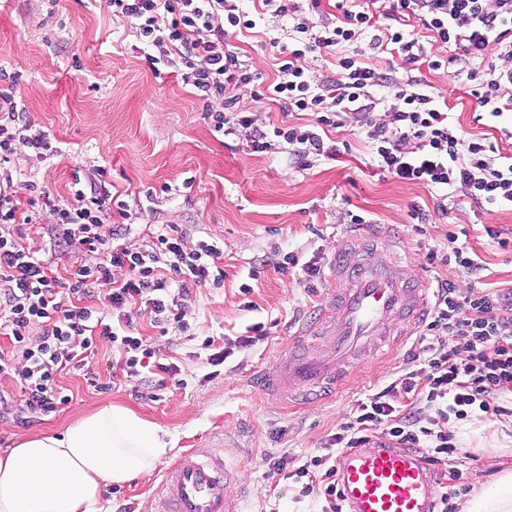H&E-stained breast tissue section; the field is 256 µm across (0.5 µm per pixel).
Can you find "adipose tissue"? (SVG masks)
I'll return each instance as SVG.
<instances>
[{"label": "adipose tissue", "mask_w": 512, "mask_h": 512, "mask_svg": "<svg viewBox=\"0 0 512 512\" xmlns=\"http://www.w3.org/2000/svg\"><path fill=\"white\" fill-rule=\"evenodd\" d=\"M500 404L506 416L471 418L460 436L490 457L512 453V391ZM168 446L160 426L115 404L61 432L20 437L0 451V512H92L106 484L155 468ZM457 512H512V470L474 489Z\"/></svg>", "instance_id": "obj_1"}]
</instances>
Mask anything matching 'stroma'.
<instances>
[{"label":"stroma","mask_w":512,"mask_h":512,"mask_svg":"<svg viewBox=\"0 0 512 512\" xmlns=\"http://www.w3.org/2000/svg\"><path fill=\"white\" fill-rule=\"evenodd\" d=\"M288 21L265 17L255 29L230 35L239 58L263 82L277 75ZM139 48L129 21L114 16L105 0H0V89L14 87L33 129L45 132L49 151L20 148L7 165L14 178L45 189L55 209L40 208L28 233L30 244L62 276L83 253L55 246L49 229L71 198L74 169L106 170L105 180L126 194L131 217L123 233L126 246H141L153 224H172L196 240L224 242V285L194 290L188 332L160 334L149 316L136 321L147 348L178 359L186 384L160 391L157 399L138 396L116 364L110 346L98 343L85 371L62 375L70 401L59 412L26 417L16 377L0 375V449L24 435L54 433L95 408L126 406L172 435L174 444L160 461L168 469L190 449L223 452L242 490L246 512H320L321 503L300 496L294 480L277 482L269 460L289 455V469L303 465L346 422L355 400L365 398L403 369L412 338L390 340L371 349L360 373L332 400L305 406L287 395L269 396L254 384L259 370L288 350L300 322L316 313L329 294L327 282L304 288L298 272H282L265 259L280 251L304 258H331L338 243L353 232L351 214L389 227L399 239L412 276L429 285L450 279L469 288V275L441 264L427 265L428 246L444 247L452 225L464 226L468 242L482 261L485 288L512 289V207L479 208L441 190L402 183L382 174L372 150L353 124L331 130L346 143L338 158H314L309 169L289 165L288 145L252 152L237 135L214 132L208 109L192 86L174 73L155 75ZM449 123L470 134L497 138L496 129L474 123V100L451 70L422 73ZM429 216L411 217L412 206ZM496 226L508 248L493 243L485 226ZM259 269L257 281L248 272ZM251 283L245 309L239 292ZM261 322L267 341L240 349L237 337ZM214 337L231 348L218 376H211L208 353L200 344ZM156 472L108 485L94 512H158Z\"/></svg>","instance_id":"obj_1"}]
</instances>
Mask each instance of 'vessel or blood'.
Wrapping results in <instances>:
<instances>
[{"instance_id": "b4317fda", "label": "vessel or blood", "mask_w": 512, "mask_h": 512, "mask_svg": "<svg viewBox=\"0 0 512 512\" xmlns=\"http://www.w3.org/2000/svg\"><path fill=\"white\" fill-rule=\"evenodd\" d=\"M332 297L317 323L328 338L329 354L315 350L300 332L294 352L276 357L266 369L268 393L334 392L356 370L355 358L382 336H399L416 325L429 306L422 280L405 265L374 262L360 244H342L330 266ZM337 482L348 512H432L436 491L427 468L397 448L371 447L345 455ZM162 512H242L230 491L221 457L193 450L191 459L161 475Z\"/></svg>"}]
</instances>
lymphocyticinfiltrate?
<instances>
[{"label": "lymphocytic infiltrate", "mask_w": 512, "mask_h": 512, "mask_svg": "<svg viewBox=\"0 0 512 512\" xmlns=\"http://www.w3.org/2000/svg\"><path fill=\"white\" fill-rule=\"evenodd\" d=\"M267 14L291 19L278 77L258 85V76L230 49V31L255 29L257 16L238 0H107L113 15L134 21L140 42L156 47L151 65L179 70L204 101L221 100L212 112L215 131L238 132L253 151L270 148L271 138L285 141L295 167L312 158L339 155L337 142L321 128L352 121L368 139L377 167L404 182L461 193L477 206H512V157L500 154L487 138L449 126L420 76L421 67H467V80L478 111L493 117L512 108V69L480 77L470 61L490 55L512 58V0H365L354 9L338 0L339 18L321 17V0H262ZM412 20L444 48L427 60L417 40L393 19ZM391 48L412 75L406 82L362 61L358 46ZM344 48L337 69L314 78L303 61L318 49ZM257 85V97L270 99L286 114L309 112V125L284 124L265 131L235 107L230 89ZM391 87L392 103L376 88ZM41 152L50 144L33 131L12 94L0 93V164L17 147ZM34 183L0 179V334L10 337L11 354H0V374L21 383L29 414L46 416L68 404L58 379L83 366L84 349L95 340L111 343L120 368L138 384L182 386L180 368L157 360L135 336L132 311L142 306L161 333L187 330V300L192 289L224 284L223 246L214 240L191 241L170 224L155 225L144 247L119 245L116 221L129 219L127 202L110 192L104 180L89 176L60 213L51 234L57 246L85 253V263L65 277L52 274L28 242L32 211L21 195L37 193ZM428 264L440 263L474 275L481 265L467 241L449 231L447 250L429 248ZM121 314L120 325L98 318L99 308ZM416 351L402 375L377 393L356 401L348 420L331 435L322 452L295 471L301 496L322 502L321 512H344L336 482V463L345 450L368 445L386 429L391 444L417 453L432 466L458 468L467 453L443 422L469 413L500 414L496 395L512 390V290L457 288L441 281L434 302L418 326Z\"/></svg>", "instance_id": "f902f5d3"}]
</instances>
